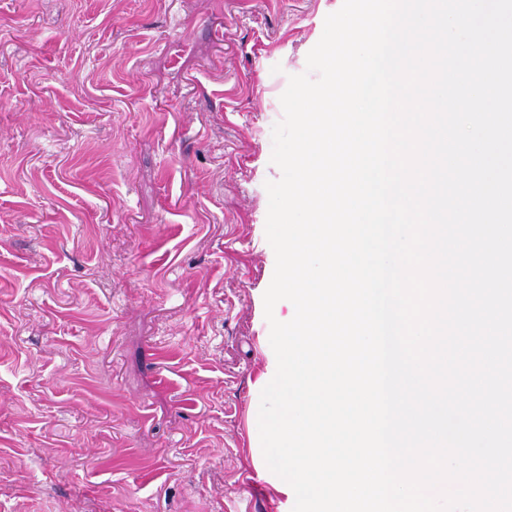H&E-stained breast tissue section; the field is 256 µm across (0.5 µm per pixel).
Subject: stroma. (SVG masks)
Segmentation results:
<instances>
[{
	"label": "stroma",
	"mask_w": 512,
	"mask_h": 512,
	"mask_svg": "<svg viewBox=\"0 0 512 512\" xmlns=\"http://www.w3.org/2000/svg\"><path fill=\"white\" fill-rule=\"evenodd\" d=\"M343 0H0V512H281L272 129Z\"/></svg>",
	"instance_id": "stroma-1"
}]
</instances>
